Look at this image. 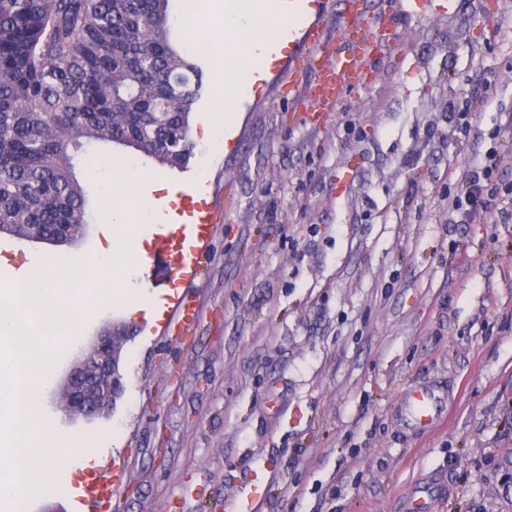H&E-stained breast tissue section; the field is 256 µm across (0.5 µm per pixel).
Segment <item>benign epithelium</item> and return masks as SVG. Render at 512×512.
I'll use <instances>...</instances> for the list:
<instances>
[{
    "mask_svg": "<svg viewBox=\"0 0 512 512\" xmlns=\"http://www.w3.org/2000/svg\"><path fill=\"white\" fill-rule=\"evenodd\" d=\"M132 335L120 324H114L98 336L93 355L83 358L66 381L64 392L66 407L74 412L95 415L100 405L95 391L102 379H109L112 399L120 393L119 357Z\"/></svg>",
    "mask_w": 512,
    "mask_h": 512,
    "instance_id": "1",
    "label": "benign epithelium"
}]
</instances>
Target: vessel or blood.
<instances>
[{
    "label": "vessel or blood",
    "mask_w": 512,
    "mask_h": 512,
    "mask_svg": "<svg viewBox=\"0 0 512 512\" xmlns=\"http://www.w3.org/2000/svg\"><path fill=\"white\" fill-rule=\"evenodd\" d=\"M288 9L296 23L288 30V55L318 53L325 41L324 31L317 22L323 9V0H287ZM335 70L331 77L321 78L309 90L308 107L311 111H325L331 82L359 73L364 56L358 45L345 38H337L334 47ZM210 219L203 212L187 210L184 224L177 228L157 232L158 246L149 257L150 266H165L170 273H191L196 251L209 229ZM404 409L410 427L430 429L442 415L446 406L445 394L438 385H418L404 396Z\"/></svg>",
    "instance_id": "1"
}]
</instances>
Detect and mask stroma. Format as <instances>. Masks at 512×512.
I'll list each match as a JSON object with an SVG mask.
<instances>
[{
    "label": "stroma",
    "mask_w": 512,
    "mask_h": 512,
    "mask_svg": "<svg viewBox=\"0 0 512 512\" xmlns=\"http://www.w3.org/2000/svg\"><path fill=\"white\" fill-rule=\"evenodd\" d=\"M364 2L384 14L378 48L328 111L297 121L319 64L257 90L245 70L225 148L146 163L158 183L207 172L197 273L151 274L198 319L137 320L107 416L67 412L61 391L126 313L106 308L69 345L44 410L92 447L108 491L89 510L86 471L64 466L25 512H409L424 490L428 512H512V214L448 208L489 149L494 184L512 186V0H434L422 17ZM82 185L79 242L0 237L16 275L102 239L99 187ZM419 383L448 394L425 432L402 410Z\"/></svg>",
    "instance_id": "1"
}]
</instances>
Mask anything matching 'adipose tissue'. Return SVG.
I'll return each mask as SVG.
<instances>
[{
	"label": "adipose tissue",
	"instance_id": "1",
	"mask_svg": "<svg viewBox=\"0 0 512 512\" xmlns=\"http://www.w3.org/2000/svg\"><path fill=\"white\" fill-rule=\"evenodd\" d=\"M286 11L285 0H191L180 17L181 29L189 48L213 56L220 103L239 92L234 73L252 68L275 49Z\"/></svg>",
	"mask_w": 512,
	"mask_h": 512
}]
</instances>
